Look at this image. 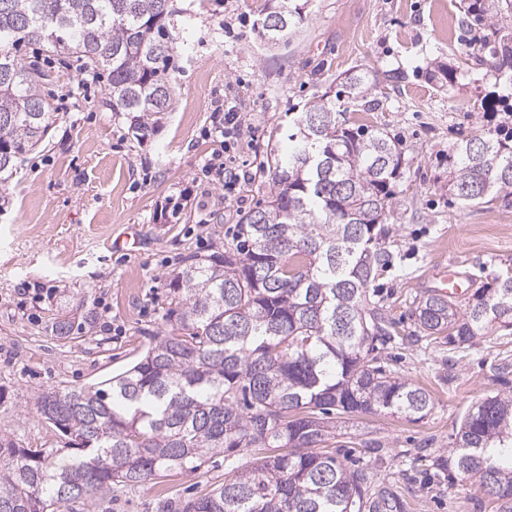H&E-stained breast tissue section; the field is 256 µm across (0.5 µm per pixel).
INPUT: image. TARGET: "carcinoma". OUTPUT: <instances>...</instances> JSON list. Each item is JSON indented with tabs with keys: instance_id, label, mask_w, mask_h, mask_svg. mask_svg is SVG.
Segmentation results:
<instances>
[{
	"instance_id": "obj_1",
	"label": "carcinoma",
	"mask_w": 512,
	"mask_h": 512,
	"mask_svg": "<svg viewBox=\"0 0 512 512\" xmlns=\"http://www.w3.org/2000/svg\"><path fill=\"white\" fill-rule=\"evenodd\" d=\"M466 25L489 26L474 64L512 73V0H464ZM187 10L174 0H0V186L50 128L41 92L44 72L19 58L44 42L79 70L107 75L112 111L140 137L171 111L170 35ZM261 29L278 40L303 24L298 0H267ZM380 84L348 75L344 93L365 111ZM336 103L319 102L288 126L286 158L264 162L274 190L242 217L224 253L188 256L169 284L166 328L123 372L86 387L49 388L34 406L77 454L56 466L59 449L18 448L0 435V512H60L114 486H151L191 472L216 452L273 448L254 467L173 512H405L390 483L374 484L348 467L328 442L336 422L355 413L386 412L410 421L434 402L424 388L378 361L393 323L367 302L369 283L389 263L383 239L393 187L402 174L398 141L385 130L347 126ZM448 191L464 206L512 209V129L489 130L457 144ZM489 307L462 313L429 294L414 309L418 327L459 346L488 327H512V277L484 288ZM453 467L512 512V396H488L454 433Z\"/></svg>"
}]
</instances>
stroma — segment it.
Wrapping results in <instances>:
<instances>
[{"label": "stroma", "instance_id": "1", "mask_svg": "<svg viewBox=\"0 0 512 512\" xmlns=\"http://www.w3.org/2000/svg\"><path fill=\"white\" fill-rule=\"evenodd\" d=\"M191 8L190 52L175 55V103L144 140L113 111L106 79L79 74L43 46V90L56 113L46 141L19 163L0 196V434L40 447L50 431L32 397L53 387L98 383L128 368L164 326L168 283L190 254L232 244L236 226L273 188L261 169L270 150L288 151V123L347 72L401 73L373 96L369 124L401 142L404 167L386 227L390 265L368 287L396 324L382 363L426 389L423 419L389 413L341 419L346 445L366 456L381 442L375 480L393 482L408 512H497L477 485L437 470L452 456L451 434L472 404L512 394V329L492 328L453 348L420 333L414 303L429 292L432 268L453 263L470 276L469 296L512 275V209L461 206L448 193V165L464 138L512 127V75L473 68L468 54L487 28L462 34L461 0H309L287 43L258 34L264 0H176ZM228 104L243 119L230 151L252 172L225 192L205 164L223 148L212 122ZM248 448L213 455L192 473L154 487L113 490L63 512H161L204 496L231 471L267 456Z\"/></svg>", "mask_w": 512, "mask_h": 512}]
</instances>
